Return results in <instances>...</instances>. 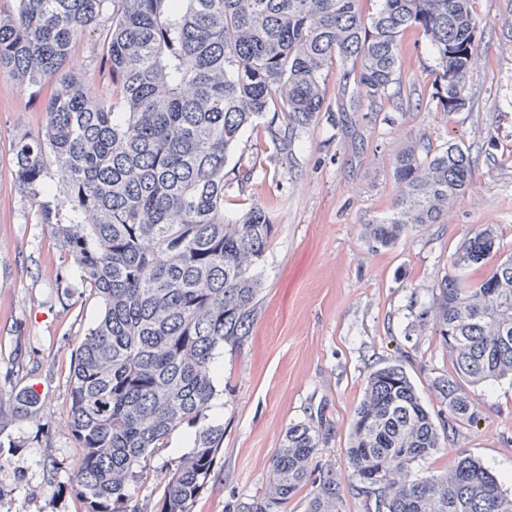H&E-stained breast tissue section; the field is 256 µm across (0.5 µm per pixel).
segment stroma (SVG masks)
I'll list each match as a JSON object with an SVG mask.
<instances>
[{"label":"stroma","instance_id":"stroma-1","mask_svg":"<svg viewBox=\"0 0 512 512\" xmlns=\"http://www.w3.org/2000/svg\"><path fill=\"white\" fill-rule=\"evenodd\" d=\"M480 20L468 104L436 109L435 55L408 28L399 39L397 81L374 100L325 72L328 111L272 140L245 131L230 164L252 167L246 192L267 206L275 233L260 267L261 309L244 350L218 354L214 383L224 428L220 463L194 512H225L264 492L272 457L293 423L326 416L333 425L316 462L340 481L349 469L348 424L374 369L400 363L421 393L448 374L452 358L435 332L432 295L468 232L491 225L499 249L463 273L476 284L512 256V0H472ZM104 26L86 32L75 67L96 97L108 79L99 68ZM44 96L0 76V512H85L76 467L80 448L67 413L76 349L100 302L39 223L20 192L13 145L41 131ZM438 149L455 143L475 158L471 188L451 200L442 223L409 230L392 248H373L363 224L387 216L397 188L393 162L409 142ZM30 391L36 410L16 399ZM477 424L416 467L449 470L460 453L479 458L512 492V377L470 388ZM180 448L158 449L143 463L136 489L142 512H155L160 480Z\"/></svg>","mask_w":512,"mask_h":512}]
</instances>
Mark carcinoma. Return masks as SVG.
<instances>
[{
	"instance_id": "carcinoma-1",
	"label": "carcinoma",
	"mask_w": 512,
	"mask_h": 512,
	"mask_svg": "<svg viewBox=\"0 0 512 512\" xmlns=\"http://www.w3.org/2000/svg\"><path fill=\"white\" fill-rule=\"evenodd\" d=\"M379 2L369 18L359 0H12L0 10V76L50 88L41 132L14 144L18 187L102 304L77 350L67 414L86 512H140L141 462L175 429L195 428L194 446L164 476L158 512H193L218 463L224 429L204 424L215 354L248 342L275 233L263 205L224 211V169L243 131L270 110L291 131L308 124L336 63L344 80L381 96L410 27L435 48L432 100L448 112L466 105L479 29L471 0ZM105 14L108 85L92 100L70 63ZM473 174L457 144L410 143L395 158L392 212L364 225L365 240L388 248L442 223ZM497 240L491 225L465 238L435 292L452 371L431 387L448 419L435 420L400 364L366 380L345 454L352 489L376 512H512V493L471 456L409 478L447 449L449 433L477 422L468 387L512 375V256L473 286L460 276ZM332 431L321 416L290 425L264 494L228 512H282L302 492L304 512H339L333 470L311 471Z\"/></svg>"
}]
</instances>
